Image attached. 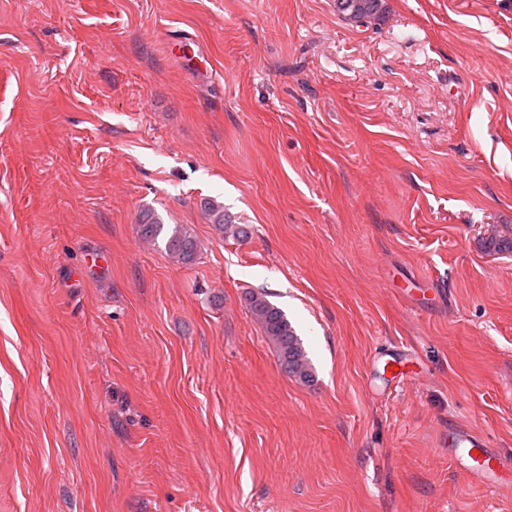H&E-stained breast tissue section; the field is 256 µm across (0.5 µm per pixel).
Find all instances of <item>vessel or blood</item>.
Masks as SVG:
<instances>
[{"instance_id":"b4317fda","label":"vessel or blood","mask_w":512,"mask_h":512,"mask_svg":"<svg viewBox=\"0 0 512 512\" xmlns=\"http://www.w3.org/2000/svg\"><path fill=\"white\" fill-rule=\"evenodd\" d=\"M459 465L477 475L482 482L495 489L512 487V461L505 460L477 432L456 430L448 440Z\"/></svg>"}]
</instances>
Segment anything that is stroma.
<instances>
[{
    "label": "stroma",
    "mask_w": 512,
    "mask_h": 512,
    "mask_svg": "<svg viewBox=\"0 0 512 512\" xmlns=\"http://www.w3.org/2000/svg\"><path fill=\"white\" fill-rule=\"evenodd\" d=\"M385 7L0 0V512H512V0ZM341 2L348 4L346 9L338 8L348 21L363 22L365 19H378L384 12L383 0H342ZM200 207L211 224L224 234L230 233L235 238H244L248 235V228L241 224H228L224 215V206L212 199H203ZM165 249L171 258L182 264L193 262L198 253L197 243L194 237L177 226L169 233L166 239ZM248 305L252 315L275 344L286 373L304 380L310 378L311 370L302 342L285 313L261 294H251ZM448 446L455 448L456 462L477 475L488 487L511 489L512 461L505 460L477 432L458 429L448 439Z\"/></svg>",
    "instance_id": "obj_1"
}]
</instances>
